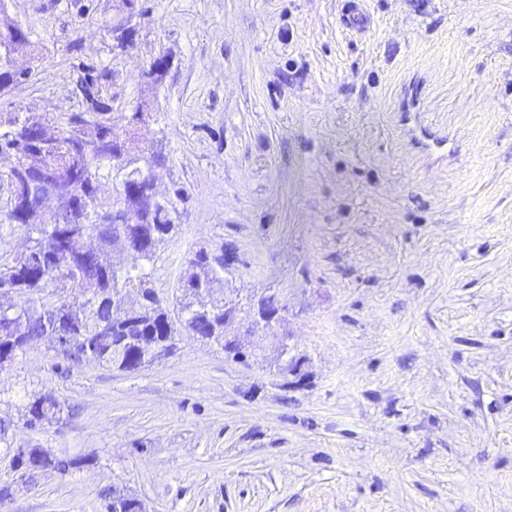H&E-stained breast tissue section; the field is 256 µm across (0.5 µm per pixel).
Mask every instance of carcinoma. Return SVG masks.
Here are the masks:
<instances>
[{
  "label": "carcinoma",
  "instance_id": "obj_1",
  "mask_svg": "<svg viewBox=\"0 0 512 512\" xmlns=\"http://www.w3.org/2000/svg\"><path fill=\"white\" fill-rule=\"evenodd\" d=\"M29 32L19 22L0 20V95L13 86V51L28 43ZM73 67L79 79L93 90V96L81 105L95 112H53L51 116L29 112L0 115V157L13 159L0 172V184L10 181L26 186V203L6 199L0 205V231L5 226H22L28 233L27 255H14L0 264V286L16 289L18 305L0 312V323L10 321L11 332L34 340L55 333L58 314L65 312L72 322L74 336L69 358H93L121 371L133 372L139 364L144 344L158 340L172 348L178 328L224 345V306L209 301L214 284L224 274V262L209 261L211 252L197 251L191 260L192 272L183 279L184 288H202L203 294L182 304L180 323L163 313L157 294L149 286V273L135 265L119 273L100 261L88 264L86 237L98 240L96 254L119 249L137 261H148L156 246L175 229L180 191L175 199L152 195V168L165 162L155 154L145 157L129 147V135L112 131L106 109L112 107L108 96L109 72L91 58H77ZM60 177L71 189L56 187L57 207L50 212L40 196L49 182ZM117 189L128 187L124 206L132 218L130 224L113 225L112 197L102 194V181ZM141 288L144 304L136 316L124 322L112 313V290ZM46 414L60 412L59 402L39 397L28 405L27 413L37 409ZM16 467L38 471L48 464L66 473L88 462L80 457L61 460L42 448H32L26 460L13 456Z\"/></svg>",
  "mask_w": 512,
  "mask_h": 512
}]
</instances>
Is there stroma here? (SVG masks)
<instances>
[{
    "mask_svg": "<svg viewBox=\"0 0 512 512\" xmlns=\"http://www.w3.org/2000/svg\"><path fill=\"white\" fill-rule=\"evenodd\" d=\"M83 2L10 0L31 76L0 113L78 108L73 61H100L113 130L146 105L131 147L165 155L159 197L184 192L147 266L163 309L222 247L213 301L288 314L256 362L183 330L135 372L30 344L0 366L7 512H106L116 492L146 512H512V0H363L360 32L345 0H148L124 51L114 0ZM416 123L458 153L412 148ZM44 396L63 414L26 426ZM16 448L87 463L25 477Z\"/></svg>",
    "mask_w": 512,
    "mask_h": 512,
    "instance_id": "obj_1",
    "label": "stroma"
}]
</instances>
